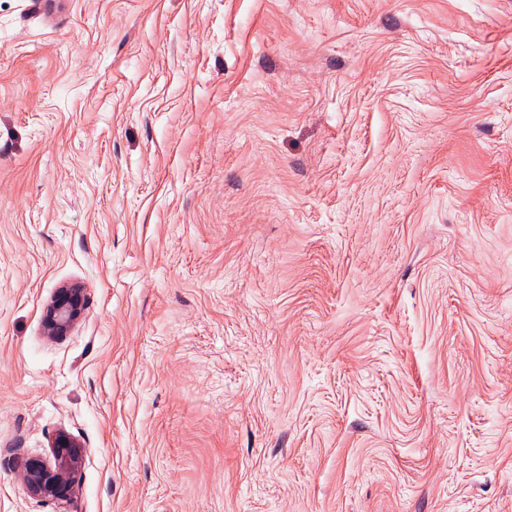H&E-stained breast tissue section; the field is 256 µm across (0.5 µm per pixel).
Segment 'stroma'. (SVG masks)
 Listing matches in <instances>:
<instances>
[{
	"label": "stroma",
	"mask_w": 512,
	"mask_h": 512,
	"mask_svg": "<svg viewBox=\"0 0 512 512\" xmlns=\"http://www.w3.org/2000/svg\"><path fill=\"white\" fill-rule=\"evenodd\" d=\"M0 512H512V0H0ZM85 306L83 288L63 285L45 306L44 327L50 337L70 332L81 318ZM51 448L48 456H27L16 461V468L31 497L67 503L74 494L75 475L83 462V450L64 433L55 437Z\"/></svg>",
	"instance_id": "1"
}]
</instances>
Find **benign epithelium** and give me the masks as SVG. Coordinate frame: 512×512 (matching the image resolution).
I'll return each mask as SVG.
<instances>
[{"mask_svg": "<svg viewBox=\"0 0 512 512\" xmlns=\"http://www.w3.org/2000/svg\"><path fill=\"white\" fill-rule=\"evenodd\" d=\"M84 306L82 288L73 285L58 288L45 306L47 335L57 337L70 332L80 320ZM82 462L80 444L60 433L52 442L50 455L24 457L16 461V468L31 497L66 503L73 497L75 475Z\"/></svg>", "mask_w": 512, "mask_h": 512, "instance_id": "benign-epithelium-1", "label": "benign epithelium"}]
</instances>
